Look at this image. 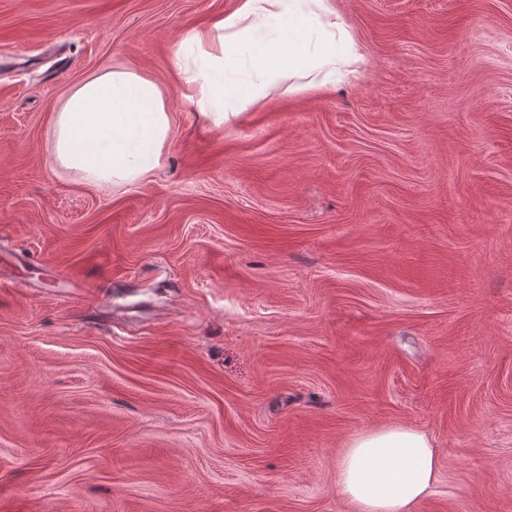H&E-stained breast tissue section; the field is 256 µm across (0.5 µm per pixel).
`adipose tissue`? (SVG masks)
Listing matches in <instances>:
<instances>
[{
	"label": "adipose tissue",
	"mask_w": 512,
	"mask_h": 512,
	"mask_svg": "<svg viewBox=\"0 0 512 512\" xmlns=\"http://www.w3.org/2000/svg\"><path fill=\"white\" fill-rule=\"evenodd\" d=\"M195 70L182 95L215 125L231 121L277 87L322 90L360 78L365 56L331 0H240L205 28L183 35ZM54 160L93 181L131 184L161 164L171 135L165 98L129 70L87 78L54 121ZM356 512H416L437 481L426 432L392 426L355 435L337 465Z\"/></svg>",
	"instance_id": "1"
}]
</instances>
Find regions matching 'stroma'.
<instances>
[{"mask_svg":"<svg viewBox=\"0 0 512 512\" xmlns=\"http://www.w3.org/2000/svg\"><path fill=\"white\" fill-rule=\"evenodd\" d=\"M332 3L364 77L216 126L177 57L239 0H0V512H354L395 425L418 512H512V0ZM114 67L172 126L126 186L51 155ZM338 485L357 512H416L437 481V452L426 432L406 427L359 433L337 465Z\"/></svg>","mask_w":512,"mask_h":512,"instance_id":"obj_1","label":"stroma"}]
</instances>
